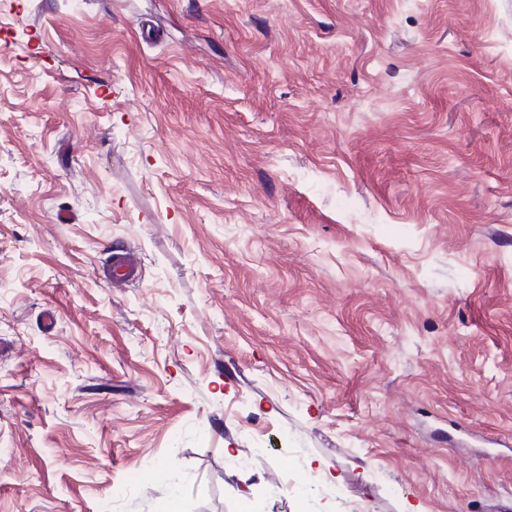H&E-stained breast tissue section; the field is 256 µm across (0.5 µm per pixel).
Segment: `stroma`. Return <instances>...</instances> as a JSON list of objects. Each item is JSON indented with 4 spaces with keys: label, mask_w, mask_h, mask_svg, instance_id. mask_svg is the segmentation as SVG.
Segmentation results:
<instances>
[{
    "label": "stroma",
    "mask_w": 512,
    "mask_h": 512,
    "mask_svg": "<svg viewBox=\"0 0 512 512\" xmlns=\"http://www.w3.org/2000/svg\"><path fill=\"white\" fill-rule=\"evenodd\" d=\"M313 458L512 502V0H0V512H341ZM128 254L112 260L108 270L109 282H130L138 277V268Z\"/></svg>",
    "instance_id": "1"
}]
</instances>
